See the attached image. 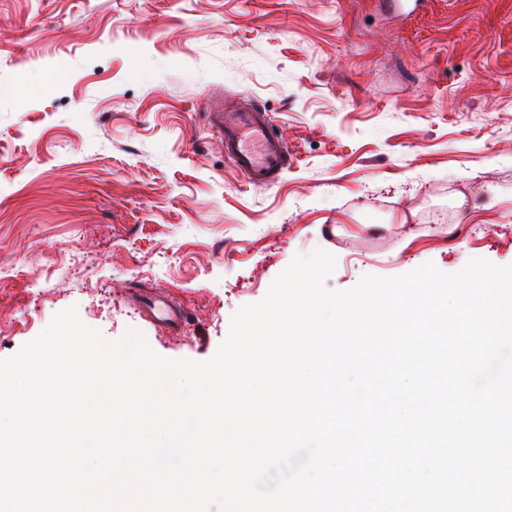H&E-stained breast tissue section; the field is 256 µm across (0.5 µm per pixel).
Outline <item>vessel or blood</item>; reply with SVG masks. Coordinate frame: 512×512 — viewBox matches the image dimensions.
<instances>
[{"instance_id": "1", "label": "vessel or blood", "mask_w": 512, "mask_h": 512, "mask_svg": "<svg viewBox=\"0 0 512 512\" xmlns=\"http://www.w3.org/2000/svg\"><path fill=\"white\" fill-rule=\"evenodd\" d=\"M210 124L224 143V155L254 187L270 185L288 164V143L264 111L228 109L211 105ZM144 305L150 315L177 329L187 324L188 313L161 291L148 293Z\"/></svg>"}]
</instances>
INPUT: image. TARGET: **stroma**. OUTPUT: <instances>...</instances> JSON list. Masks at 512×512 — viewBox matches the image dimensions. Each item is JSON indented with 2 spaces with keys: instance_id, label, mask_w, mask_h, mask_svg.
Here are the masks:
<instances>
[{
  "instance_id": "obj_1",
  "label": "stroma",
  "mask_w": 512,
  "mask_h": 512,
  "mask_svg": "<svg viewBox=\"0 0 512 512\" xmlns=\"http://www.w3.org/2000/svg\"><path fill=\"white\" fill-rule=\"evenodd\" d=\"M213 98L286 138L275 185L225 157ZM318 248L335 291L512 264V0H0V359L73 306L209 360ZM144 306L153 318L171 328H181L188 322V312L175 305L162 291L148 293Z\"/></svg>"
}]
</instances>
